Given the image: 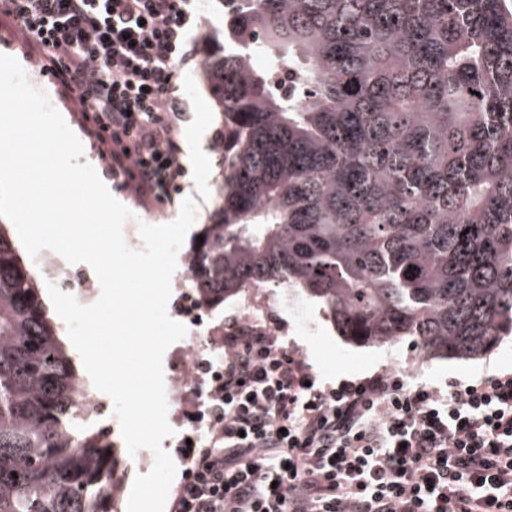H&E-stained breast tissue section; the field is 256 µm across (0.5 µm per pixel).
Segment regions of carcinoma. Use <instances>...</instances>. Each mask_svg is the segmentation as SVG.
Returning <instances> with one entry per match:
<instances>
[{"label":"carcinoma","instance_id":"obj_1","mask_svg":"<svg viewBox=\"0 0 512 512\" xmlns=\"http://www.w3.org/2000/svg\"><path fill=\"white\" fill-rule=\"evenodd\" d=\"M236 2L200 64L224 116L201 300L300 288L348 341L426 359L511 336L512 0ZM76 377L0 227V512H118Z\"/></svg>","mask_w":512,"mask_h":512}]
</instances>
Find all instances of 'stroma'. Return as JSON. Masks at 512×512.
<instances>
[{"instance_id": "1", "label": "stroma", "mask_w": 512, "mask_h": 512, "mask_svg": "<svg viewBox=\"0 0 512 512\" xmlns=\"http://www.w3.org/2000/svg\"><path fill=\"white\" fill-rule=\"evenodd\" d=\"M225 0H194L198 23L191 36L196 49H203L205 34L223 35L228 19ZM0 53L16 58L24 70H38L37 89L50 90L57 101L58 111L69 117V126L79 135L87 153L95 160L94 167L101 179L110 182L112 193L142 221L160 225L173 221L178 206L153 207L143 204L122 180L113 178L105 169V161L96 139L69 99L66 91L41 70L42 63L27 53L10 32L6 22L0 21ZM177 84L189 111V121L182 133L181 163L187 171L184 195H194L196 188L207 193L200 203L196 222L181 249L190 255L203 225L211 223L217 204V188L224 180V154L218 150L215 138L224 131V121L217 112L210 91L201 77L199 63L180 66ZM288 294L287 306L277 303L281 294ZM269 315L277 326V342L285 350L301 359L317 379L328 385L344 381L358 382L375 373L392 370L414 384L440 387L451 381H471L498 371H512V338L501 341L490 352L474 359H444L427 361L419 354L417 345L409 340L394 344L360 346L340 336L326 309L302 291L291 288L281 291L266 288Z\"/></svg>"}]
</instances>
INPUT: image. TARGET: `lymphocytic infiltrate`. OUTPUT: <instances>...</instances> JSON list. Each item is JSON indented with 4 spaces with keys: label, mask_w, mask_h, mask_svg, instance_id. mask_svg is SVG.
I'll return each instance as SVG.
<instances>
[{
    "label": "lymphocytic infiltrate",
    "mask_w": 512,
    "mask_h": 512,
    "mask_svg": "<svg viewBox=\"0 0 512 512\" xmlns=\"http://www.w3.org/2000/svg\"><path fill=\"white\" fill-rule=\"evenodd\" d=\"M190 0H0L145 204L183 188ZM205 444L170 512H512V371L442 389L391 373L336 386L264 329L226 328Z\"/></svg>",
    "instance_id": "obj_1"
}]
</instances>
